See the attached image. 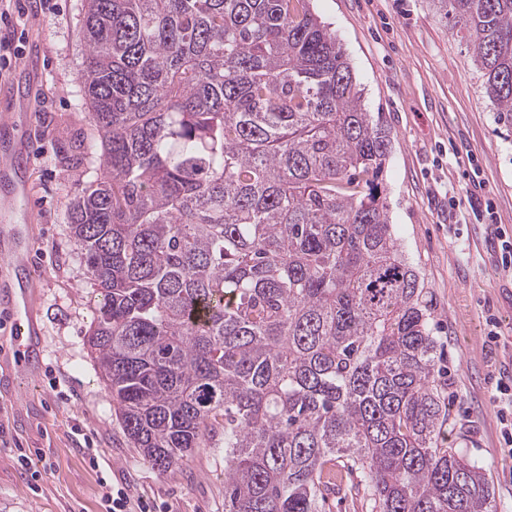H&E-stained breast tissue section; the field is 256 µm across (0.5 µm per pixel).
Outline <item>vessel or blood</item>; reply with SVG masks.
Wrapping results in <instances>:
<instances>
[{"label":"vessel or blood","instance_id":"vessel-or-blood-1","mask_svg":"<svg viewBox=\"0 0 512 512\" xmlns=\"http://www.w3.org/2000/svg\"><path fill=\"white\" fill-rule=\"evenodd\" d=\"M29 155L0 147V180L9 182L11 191L0 199V211L16 213L20 201L31 195L27 176ZM34 234L31 222L0 226V270L7 274L0 280L5 300L0 303V330L8 336V344H0V360H7L6 382L18 377H32L40 356L42 331L35 317L36 271L32 265Z\"/></svg>","mask_w":512,"mask_h":512}]
</instances>
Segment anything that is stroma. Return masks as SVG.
<instances>
[{
	"instance_id": "35a3bbf8",
	"label": "stroma",
	"mask_w": 512,
	"mask_h": 512,
	"mask_svg": "<svg viewBox=\"0 0 512 512\" xmlns=\"http://www.w3.org/2000/svg\"><path fill=\"white\" fill-rule=\"evenodd\" d=\"M53 13L31 0L18 26L24 62L0 84L29 97L32 193L24 208L35 228L42 277L36 319L44 358L37 378L0 389V512H105L101 478L125 487L152 512H224V451L194 449L161 471L132 448L85 339L92 314L84 260L67 204L93 179L97 158L72 165L94 130L81 110L75 37L81 0H58ZM335 33L364 90L366 111L381 113L391 150L382 184L393 231L426 288L437 341L435 384L448 409V443L466 449L488 478L495 512H512V452L492 401L512 379V275L491 261L495 237L465 204L467 154L484 170L498 225L512 229V127L485 93L465 33L438 0H313ZM498 336L489 340L488 320ZM98 448L100 467L84 459ZM26 456L27 467L16 463ZM53 473L30 489V473Z\"/></svg>"
}]
</instances>
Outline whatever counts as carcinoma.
Segmentation results:
<instances>
[{
	"mask_svg": "<svg viewBox=\"0 0 512 512\" xmlns=\"http://www.w3.org/2000/svg\"><path fill=\"white\" fill-rule=\"evenodd\" d=\"M100 175L68 203L87 345L165 470L220 435L224 512H493L442 440L436 339L381 197L390 133L312 0H82ZM512 124V0H442ZM350 484L349 478L344 480ZM342 484V489L336 488V494L331 493L328 495L325 510L323 512H376L373 509V502L369 500V497L364 495L360 489V493L350 495L345 490V484Z\"/></svg>",
	"mask_w": 512,
	"mask_h": 512,
	"instance_id": "obj_1",
	"label": "carcinoma"
}]
</instances>
